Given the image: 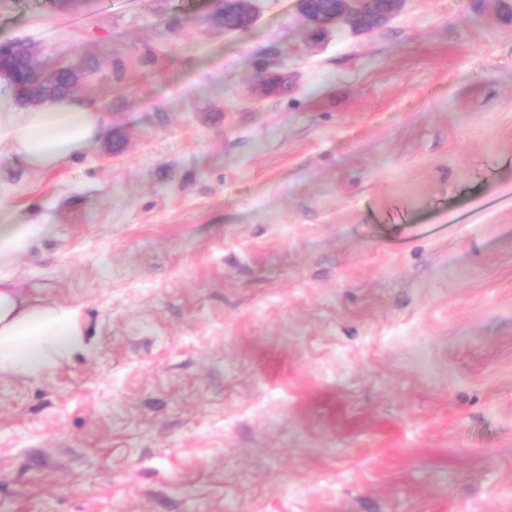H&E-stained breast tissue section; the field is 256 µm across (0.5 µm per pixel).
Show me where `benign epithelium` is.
Masks as SVG:
<instances>
[{"label":"benign epithelium","mask_w":512,"mask_h":512,"mask_svg":"<svg viewBox=\"0 0 512 512\" xmlns=\"http://www.w3.org/2000/svg\"><path fill=\"white\" fill-rule=\"evenodd\" d=\"M336 2L334 12L310 11L303 14L311 42H318L321 36L340 25L362 31L379 29L403 9L406 0H387L388 5L383 10L377 9L376 0H336Z\"/></svg>","instance_id":"obj_1"}]
</instances>
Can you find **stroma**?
Segmentation results:
<instances>
[{"label": "stroma", "mask_w": 512, "mask_h": 512, "mask_svg": "<svg viewBox=\"0 0 512 512\" xmlns=\"http://www.w3.org/2000/svg\"><path fill=\"white\" fill-rule=\"evenodd\" d=\"M0 0L108 134L0 147L86 356L0 374V512H512V0L306 44L298 0ZM294 75L258 95V65Z\"/></svg>", "instance_id": "stroma-1"}]
</instances>
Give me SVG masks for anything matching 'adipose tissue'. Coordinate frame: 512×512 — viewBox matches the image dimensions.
Wrapping results in <instances>:
<instances>
[{"instance_id":"adipose-tissue-1","label":"adipose tissue","mask_w":512,"mask_h":512,"mask_svg":"<svg viewBox=\"0 0 512 512\" xmlns=\"http://www.w3.org/2000/svg\"><path fill=\"white\" fill-rule=\"evenodd\" d=\"M105 125L98 105L72 96L35 107L0 105V144L41 171L83 153L102 138ZM45 231L33 219L0 225V372L41 378L88 350L80 307L35 301L5 274Z\"/></svg>"}]
</instances>
